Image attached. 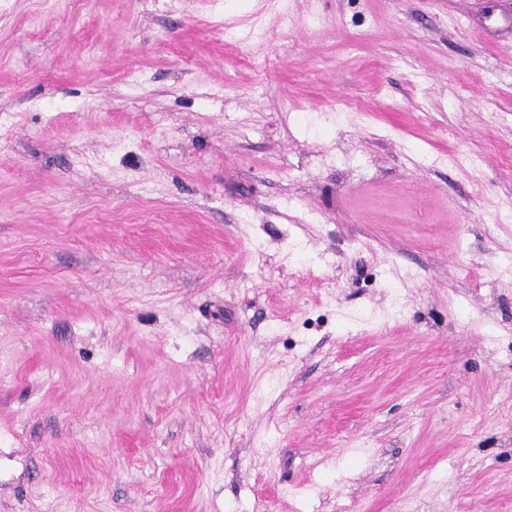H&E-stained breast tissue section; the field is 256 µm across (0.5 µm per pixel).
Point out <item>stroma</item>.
Instances as JSON below:
<instances>
[{"mask_svg": "<svg viewBox=\"0 0 512 512\" xmlns=\"http://www.w3.org/2000/svg\"><path fill=\"white\" fill-rule=\"evenodd\" d=\"M507 17L0 0V512H512Z\"/></svg>", "mask_w": 512, "mask_h": 512, "instance_id": "1", "label": "stroma"}]
</instances>
